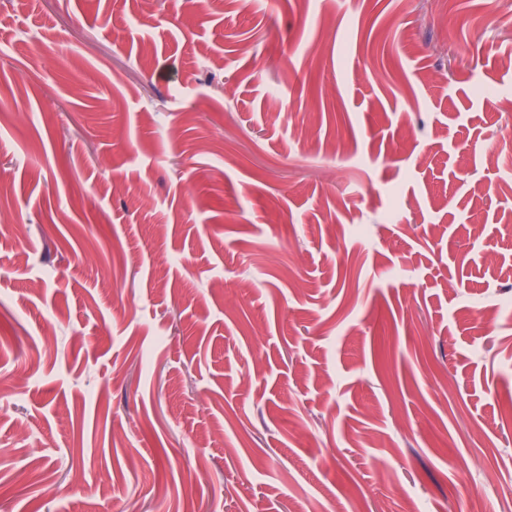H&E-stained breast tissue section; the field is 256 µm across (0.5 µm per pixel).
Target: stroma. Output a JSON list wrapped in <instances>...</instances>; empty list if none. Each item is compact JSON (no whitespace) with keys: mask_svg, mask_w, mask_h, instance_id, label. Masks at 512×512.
<instances>
[{"mask_svg":"<svg viewBox=\"0 0 512 512\" xmlns=\"http://www.w3.org/2000/svg\"><path fill=\"white\" fill-rule=\"evenodd\" d=\"M510 132L481 0H0V512L512 482Z\"/></svg>","mask_w":512,"mask_h":512,"instance_id":"35a3bbf8","label":"stroma"}]
</instances>
